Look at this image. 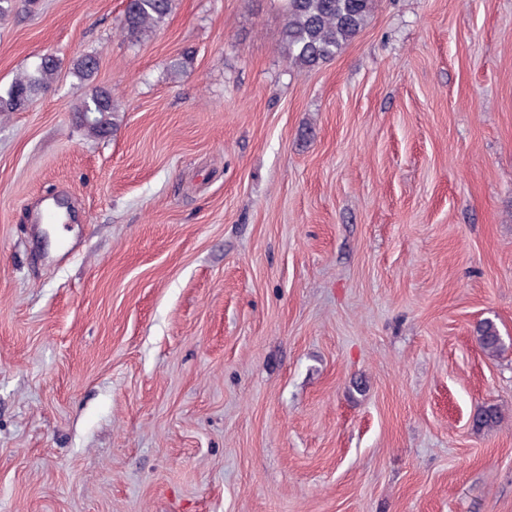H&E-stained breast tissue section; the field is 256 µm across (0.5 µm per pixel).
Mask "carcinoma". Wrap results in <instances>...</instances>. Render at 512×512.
Returning a JSON list of instances; mask_svg holds the SVG:
<instances>
[{"mask_svg":"<svg viewBox=\"0 0 512 512\" xmlns=\"http://www.w3.org/2000/svg\"><path fill=\"white\" fill-rule=\"evenodd\" d=\"M375 0H285V25L282 44L288 62L295 68L312 70L336 56L365 26ZM172 0H130L125 7L121 32L131 41L151 35L164 23ZM59 63L55 57L37 62L32 70L16 77L0 91V112H21L33 98L49 89ZM114 111L112 93L101 89L82 100L75 108L92 131L102 129ZM476 340L490 356L499 355L504 344L497 326L485 320L476 328ZM500 419L495 405H482L473 426L491 428Z\"/></svg>","mask_w":512,"mask_h":512,"instance_id":"obj_1","label":"carcinoma"}]
</instances>
